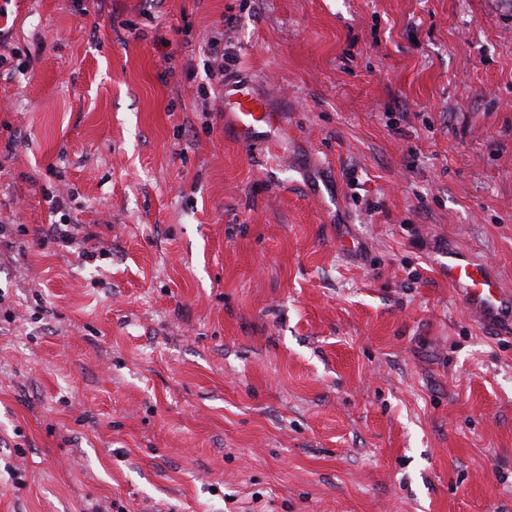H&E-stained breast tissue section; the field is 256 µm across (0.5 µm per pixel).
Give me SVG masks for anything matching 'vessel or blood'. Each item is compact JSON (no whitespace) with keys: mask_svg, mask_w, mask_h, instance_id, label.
<instances>
[{"mask_svg":"<svg viewBox=\"0 0 512 512\" xmlns=\"http://www.w3.org/2000/svg\"><path fill=\"white\" fill-rule=\"evenodd\" d=\"M221 110L246 144L254 143L276 118L267 99L255 93L252 84L240 80L226 83ZM446 257L442 268L466 307L496 329L512 331V290L504 288L490 268L471 253L452 248Z\"/></svg>","mask_w":512,"mask_h":512,"instance_id":"b4317fda","label":"vessel or blood"}]
</instances>
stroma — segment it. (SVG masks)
Here are the masks:
<instances>
[{
  "instance_id": "obj_1",
  "label": "stroma",
  "mask_w": 512,
  "mask_h": 512,
  "mask_svg": "<svg viewBox=\"0 0 512 512\" xmlns=\"http://www.w3.org/2000/svg\"><path fill=\"white\" fill-rule=\"evenodd\" d=\"M0 28L30 62L0 75V512H512V334L440 267L512 289V0ZM219 66L273 146L225 126ZM46 185L94 259L44 237ZM442 268L448 282L458 288L466 307L496 329L512 331V292L480 259L460 249L448 248Z\"/></svg>"
}]
</instances>
